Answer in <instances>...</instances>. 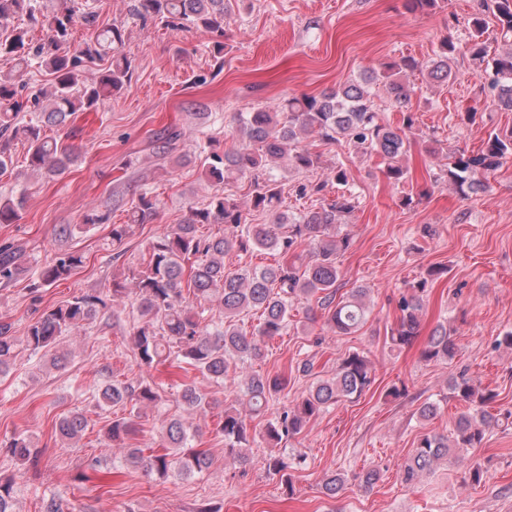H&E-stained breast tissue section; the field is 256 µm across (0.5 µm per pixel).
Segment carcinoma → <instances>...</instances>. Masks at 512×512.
Here are the masks:
<instances>
[{
    "instance_id": "1",
    "label": "carcinoma",
    "mask_w": 512,
    "mask_h": 512,
    "mask_svg": "<svg viewBox=\"0 0 512 512\" xmlns=\"http://www.w3.org/2000/svg\"><path fill=\"white\" fill-rule=\"evenodd\" d=\"M232 0H132L129 14L145 25L156 20L181 28H195L221 33L224 15ZM509 48L485 67L488 89L494 93L500 109L512 112V0H484ZM19 24L0 35V56H11L23 69L36 62L50 76L51 85L41 92L49 111L24 120L19 118L24 103L18 99L16 77H0V172L13 164L12 145H27L28 166L38 174L54 179L71 171L80 153L70 145L46 134L48 126H63L76 112L97 109L105 99L119 94L131 81L132 67L121 53L125 44V28L116 24L102 25L90 4L74 5L64 14L44 12L42 0H0V26L14 21ZM78 22L92 31L84 47L70 51L72 24ZM46 28V39L37 45L29 39L32 27ZM487 25L483 17L470 22L471 40L467 46L471 59L485 62L486 47L482 36ZM459 47L444 40L437 57L425 66L413 57L387 63L380 72L372 73L365 83H350L319 96L301 95L287 98L273 109L258 107L238 118L237 132L242 147L233 151L218 150L219 142H210L203 163V176L214 187L232 177L252 179L249 203L215 192L209 201L189 207L187 218L157 236L149 245L141 263L129 273L112 274L107 292L91 289L44 310L26 329L25 336L12 334V324L0 322V375L9 370L23 346L32 353L52 352L50 365L66 364L68 351L60 348L62 340L72 332L91 327L108 308L131 300L132 324L124 340L132 350L139 368H152L159 363L183 372L185 380L177 385L183 410L205 412L209 408L206 395L196 382L187 379L192 370L219 385H239L236 397L241 405L256 416L270 415L265 436L277 446L300 434L306 424L328 406L343 399L359 397L372 383L367 358L348 354L336 366L333 375L321 380L293 406L283 405L274 411L271 402L288 386L283 375L249 371L251 365L264 358L266 341L281 336L288 329V317L294 304L315 303L326 314L327 326L338 336L351 335L367 322V304L371 287L358 285L338 295L341 277L338 256L350 247L348 235L337 226L353 208L352 194L341 193L325 199L319 207L297 218H289L281 210L282 188L274 177L281 168L297 172L319 167L320 156L302 145L308 136H317L325 143L340 140L362 153H374L384 164L385 175L395 183L406 179L407 168L402 157L407 152L408 136L415 124L414 113L408 109L413 88L402 74L428 68L436 83L457 78L456 54ZM110 60L96 82L83 80L84 60ZM380 83L391 103L401 109V123L392 126L378 122L373 110L370 85ZM512 157V132H492L486 146L476 154L455 153L448 163V182L462 194H476L487 188L489 174ZM344 186L346 171L329 168L327 179L317 183L300 182L297 196L304 198L322 193L327 182ZM25 196L0 197V224H14L20 219ZM159 200L144 191L131 202L126 222L114 224L110 230L112 245L119 246L156 215ZM250 210L274 214L272 224H249ZM211 225L222 231L208 230ZM77 224H61L56 230L59 242L54 258L41 268L29 285L30 293L66 280L82 266L84 256L65 248L76 232ZM237 251L252 256L257 251L276 255L272 264H245L234 271L224 268V255ZM445 268L433 266L426 276L401 294L397 302L398 316L390 327L385 342L401 350L413 344L420 333L426 310L429 283L439 278ZM30 272L21 252L10 244L0 245V286L7 287ZM218 310L222 318L207 319V313ZM259 313L258 323L247 333L240 329L237 317ZM457 353L454 336L448 326L439 323L425 338L421 358L446 363ZM453 397L464 402L467 410L459 414L448 435L424 433L407 456L399 473L402 484L413 486L441 464L455 465L471 448L483 444L487 433L508 427L512 413L502 416L488 411L496 394L480 388L472 378L461 373L451 378ZM91 396L105 405L120 406L128 416L112 420L108 439L123 452L125 464L143 466L161 476L176 473L189 477L210 467L207 453L190 446L191 433L183 420L171 416L163 421L161 448L144 454V449L129 442L136 433L135 419L141 411L155 408L163 397L157 386L141 382L137 385L114 380L101 387L89 388ZM88 429V419L81 413L62 418L56 427L59 440L71 444ZM216 431L224 436L225 452L241 465L249 461L247 449L250 435L245 418L234 407L217 414ZM19 462L36 464L40 450L29 438L15 433L0 443ZM267 470L279 476L283 485L292 488L291 463L288 457L271 454ZM15 479L0 474V512H15ZM344 487L340 473H332L323 481L326 496L336 497Z\"/></svg>"
}]
</instances>
